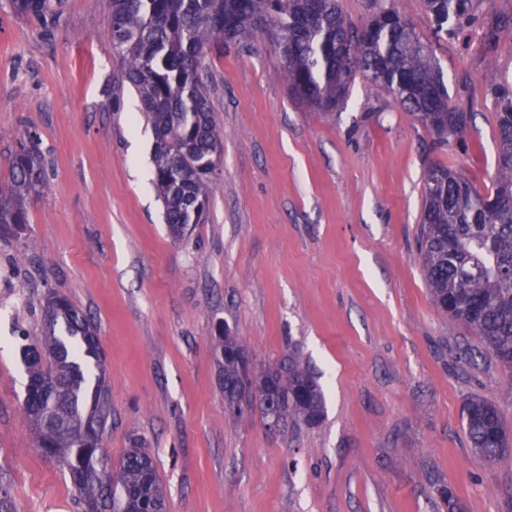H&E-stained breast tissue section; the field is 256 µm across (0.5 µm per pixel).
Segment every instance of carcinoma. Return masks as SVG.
Segmentation results:
<instances>
[{"mask_svg":"<svg viewBox=\"0 0 512 512\" xmlns=\"http://www.w3.org/2000/svg\"><path fill=\"white\" fill-rule=\"evenodd\" d=\"M16 14L53 28L62 0H11ZM434 35H453L479 17L474 0H426ZM106 34L154 131L153 187L170 235L183 238L203 224L216 182L223 136L202 73L217 46L258 38L279 57L276 76L293 97L326 115L347 105L356 77L381 87L439 141L464 132L469 116L448 105V90L423 41L395 0H373L361 26L348 22L339 0H110ZM497 172L482 194L459 171L434 164L425 173L417 255L435 308L476 331L512 370V83L495 92ZM43 158L34 135L12 153L10 178L0 185V239L28 224V205L43 193ZM43 330L23 349L32 395L24 409L42 452L68 472L84 512H167V492L151 451L135 440L119 463L101 447L109 408L104 353L96 328L66 297L51 292ZM214 350L224 404L243 413L271 408L283 425L318 424L325 395L317 376L294 357L244 381L239 338L220 329ZM97 370L90 381L91 370ZM476 455L496 462L512 447L498 408L481 398L463 405Z\"/></svg>","mask_w":512,"mask_h":512,"instance_id":"1","label":"carcinoma"}]
</instances>
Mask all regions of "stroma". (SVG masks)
Listing matches in <instances>:
<instances>
[{"label":"stroma","mask_w":512,"mask_h":512,"mask_svg":"<svg viewBox=\"0 0 512 512\" xmlns=\"http://www.w3.org/2000/svg\"><path fill=\"white\" fill-rule=\"evenodd\" d=\"M396 4L431 41L449 106L471 112L464 133L436 144L360 78L325 115L276 78L271 45L212 49L219 181L206 222L177 241L152 185V129L120 87L108 0H65L48 32L0 0V181L34 134L47 183L0 243V483L16 512H82L23 411L21 349L52 290L97 327L105 451L117 464L143 439L168 512H512V450L484 463L462 415L478 396L512 430V372L434 308L415 252L431 164L493 188V90L512 81V41L489 47L478 27L438 40L424 0ZM221 323L256 368L299 356L325 393L319 424L226 415Z\"/></svg>","instance_id":"stroma-1"}]
</instances>
